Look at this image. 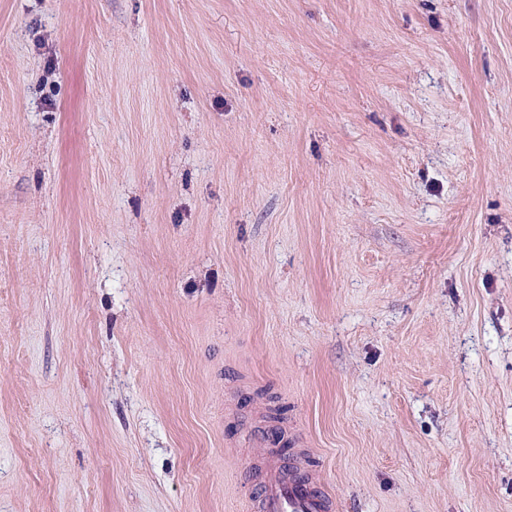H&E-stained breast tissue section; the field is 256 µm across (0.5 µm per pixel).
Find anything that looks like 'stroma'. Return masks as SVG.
<instances>
[{"label": "stroma", "instance_id": "obj_1", "mask_svg": "<svg viewBox=\"0 0 512 512\" xmlns=\"http://www.w3.org/2000/svg\"><path fill=\"white\" fill-rule=\"evenodd\" d=\"M512 512V0H0V512ZM305 448H296L283 460L269 450L260 473L257 512H332L335 504L321 488L320 476L302 463Z\"/></svg>", "mask_w": 512, "mask_h": 512}]
</instances>
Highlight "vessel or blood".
Returning <instances> with one entry per match:
<instances>
[{"label": "vessel or blood", "mask_w": 512, "mask_h": 512, "mask_svg": "<svg viewBox=\"0 0 512 512\" xmlns=\"http://www.w3.org/2000/svg\"><path fill=\"white\" fill-rule=\"evenodd\" d=\"M305 454L302 448L285 459L269 454L260 473L257 512H333L335 504L319 475L302 466Z\"/></svg>", "instance_id": "obj_1"}]
</instances>
